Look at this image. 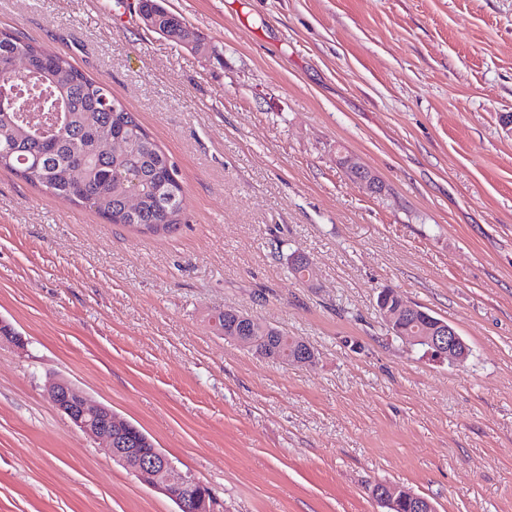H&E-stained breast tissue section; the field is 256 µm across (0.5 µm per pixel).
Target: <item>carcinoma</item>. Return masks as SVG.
Segmentation results:
<instances>
[{"instance_id": "carcinoma-1", "label": "carcinoma", "mask_w": 512, "mask_h": 512, "mask_svg": "<svg viewBox=\"0 0 512 512\" xmlns=\"http://www.w3.org/2000/svg\"><path fill=\"white\" fill-rule=\"evenodd\" d=\"M141 12L150 16L158 33L180 40L183 23L159 0H141ZM20 52L32 56L36 78L51 108L58 99L67 112L61 127L39 137L24 118L23 104L0 111V168L47 192L95 211L110 224H123L141 233L171 234L188 223L185 189L176 162L165 153L134 113L114 98L103 82L75 67L68 59L49 54L22 40L15 32L0 30V82L15 80L12 59ZM121 139L125 149L115 155L96 154L100 141ZM140 197L135 213L126 209L131 193ZM438 318L416 311L395 336H420ZM215 327L226 337L248 336L251 349L284 364H293L300 338L253 317L236 319L220 312Z\"/></svg>"}]
</instances>
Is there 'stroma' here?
Returning a JSON list of instances; mask_svg holds the SVG:
<instances>
[{"label":"stroma","instance_id":"1","mask_svg":"<svg viewBox=\"0 0 512 512\" xmlns=\"http://www.w3.org/2000/svg\"><path fill=\"white\" fill-rule=\"evenodd\" d=\"M0 0L176 162L189 221L152 236L0 170V512H177L44 396L63 377L143 428L216 512H512V0ZM369 167L382 194L353 181ZM308 257L310 282L289 273ZM389 286L464 366L387 332ZM236 309L301 367L225 340ZM140 11L150 16L160 33L173 41H180L183 23L175 15L163 7L159 0H141ZM376 500L384 507H390L400 500L411 505L415 512H432L430 502L419 495H416L405 488L397 487L393 484H386L384 489H380L377 493ZM406 503H399L395 508L389 509L391 512H409L411 507Z\"/></svg>","mask_w":512,"mask_h":512}]
</instances>
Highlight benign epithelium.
I'll return each instance as SVG.
<instances>
[{"mask_svg":"<svg viewBox=\"0 0 512 512\" xmlns=\"http://www.w3.org/2000/svg\"><path fill=\"white\" fill-rule=\"evenodd\" d=\"M346 170L357 182L368 185L373 192H383L375 175L366 167L347 158ZM414 311L410 304L380 307V314L392 327L405 322ZM411 342H421L434 348L452 365H461L469 357V347L456 330L439 322L424 336H414ZM46 394L52 406L66 416L88 437L101 442L112 457L130 473L147 482L155 491L172 499L179 512L191 507L196 512H212L214 497L203 484L189 474L180 472L172 460L148 439L128 440L135 426L118 417L110 407L95 402L69 380L58 377L47 384ZM411 505L415 512H431L430 502L404 488L387 484L377 492V501L389 507L396 501Z\"/></svg>","mask_w":512,"mask_h":512,"instance_id":"benign-epithelium-1","label":"benign epithelium"}]
</instances>
